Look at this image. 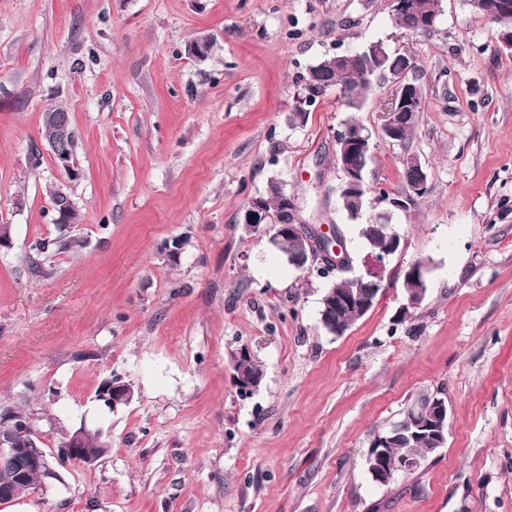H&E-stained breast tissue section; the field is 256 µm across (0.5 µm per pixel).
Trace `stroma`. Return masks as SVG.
<instances>
[{
	"label": "stroma",
	"instance_id": "obj_1",
	"mask_svg": "<svg viewBox=\"0 0 512 512\" xmlns=\"http://www.w3.org/2000/svg\"><path fill=\"white\" fill-rule=\"evenodd\" d=\"M412 34L387 0H0V403L26 409L46 450L80 422L112 446L95 467L0 512H512V49L471 0H442ZM207 35L206 59L185 46ZM411 51L426 93L409 142L374 140L358 218L340 205L336 132L380 127L393 80L359 112L329 90L288 124L295 80L371 41ZM65 104L80 176L58 169L43 115ZM40 167H32L33 155ZM392 213L402 249L386 288L343 335L323 331L329 285L270 244L241 209L282 181L309 224L338 225L354 272L361 224ZM74 198L86 245L29 271ZM185 241L177 260L168 239ZM431 260L427 296L399 318L404 269ZM249 352L263 379L241 396ZM114 378L131 398L94 399ZM443 389L444 448L394 483L367 469L374 436ZM412 157H416V155H414V154L407 155L405 158V161L403 163V166H404L403 167V179H404V182L406 183L407 187H409L410 185H413L416 182H419L421 180L428 181V177H429L427 170L424 168V166L421 164V162H420V165L418 166V165H415L413 162L408 161V159H410ZM426 181H423V182L411 187L410 191L408 193H406V195L404 196V199H400L401 196L400 197L399 196L390 197L389 194H381L380 195L381 201L386 202L388 204V206H390L394 209L403 210L405 208V203H406V205H408V204L410 205V204L414 203V201H415V199L413 198L414 196L422 197L427 192V191H425V192L421 193L428 187L427 186L428 182H426ZM415 194H418V195H415ZM410 196H413V197L409 198ZM408 198H409V202H407ZM52 211H53V222L56 224L58 230L63 227L72 234L73 228L75 224H77V205L71 195L63 191V189H59V194L57 196V200L52 203ZM79 219L80 213L78 212Z\"/></svg>",
	"mask_w": 512,
	"mask_h": 512
}]
</instances>
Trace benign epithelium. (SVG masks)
<instances>
[{"mask_svg":"<svg viewBox=\"0 0 512 512\" xmlns=\"http://www.w3.org/2000/svg\"><path fill=\"white\" fill-rule=\"evenodd\" d=\"M394 7L411 18L409 31L414 33H425L434 28L433 20L441 13V7L436 6L433 13L424 15L419 12L415 0H394ZM210 39L207 36H200L187 44V54L199 59L208 55ZM413 89L410 83L403 79L397 80L395 92L384 102L382 112L384 120L379 127V133L388 140H396L399 127L403 125L405 115L413 108L415 98L412 97ZM47 126L54 132V137L47 141L48 151L55 164L63 169L70 179L75 180L80 176V170L65 144L72 140L74 131L68 111L60 108L54 112L44 114ZM340 171L342 173L341 191L349 189L369 190L364 176L358 171L350 168L347 164L346 154L338 158ZM428 182L423 181L410 188L406 198L391 197L387 194L381 195V201L388 204V208L377 213L381 218L391 215L390 209H404L407 198L419 194L427 188ZM53 223L57 227L73 231L77 224V205L71 195L66 191H59L57 200L52 203ZM243 224H270L274 228V234L287 235L298 240L302 250L310 259L306 269L317 268L327 272H349L351 271V260L342 237L338 235L336 225L306 224L299 214L298 205L292 196L286 197L285 207L275 214L269 213L264 207L262 196L249 198L244 207L241 218ZM430 265L423 261H414L410 264V273L406 280L410 282L408 288L403 292L404 303L401 307L403 313L417 307L427 292V279ZM347 302H353L362 307H369V300L359 293H348L342 297ZM336 296V290L330 289L323 297L328 307L336 305L342 299ZM128 395L124 385L106 379L102 382L95 395L96 401L109 409H116L119 405L126 403ZM423 422L416 424V430L427 428L432 433L433 446L435 449L444 447L446 441V428L448 408L444 401L436 402L431 412L421 413ZM88 427L86 422H81L79 427L74 429L63 441L61 448L57 450L56 458L62 464L72 463L74 465L93 467L99 463L107 453L108 444L103 443L99 448L89 447L86 439ZM23 432L33 434V438L24 441L19 440L12 434L3 435L0 433V500L11 501L17 496V489L28 480V473H42L47 478L56 477L52 468L50 454L38 445L41 437L36 433L33 426L28 425ZM405 439L404 430L395 424L385 435H377L368 448V456L376 459L377 468L371 473L372 479L379 484H390L400 475L408 474L419 469L423 462L409 453L394 455L387 451L396 440Z\"/></svg>","mask_w":512,"mask_h":512,"instance_id":"1","label":"benign epithelium"}]
</instances>
